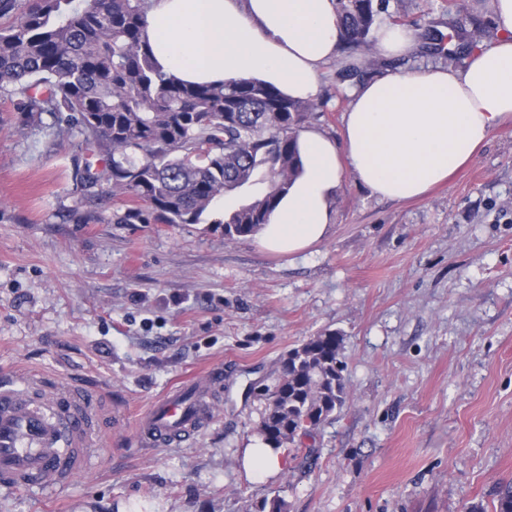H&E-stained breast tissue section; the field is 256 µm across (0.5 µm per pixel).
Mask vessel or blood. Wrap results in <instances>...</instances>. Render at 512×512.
Wrapping results in <instances>:
<instances>
[{
    "mask_svg": "<svg viewBox=\"0 0 512 512\" xmlns=\"http://www.w3.org/2000/svg\"><path fill=\"white\" fill-rule=\"evenodd\" d=\"M40 376L0 377V486L29 489L66 482L82 473L89 461L96 408L92 399L62 387L38 405L30 395L41 391ZM188 384L155 401L138 430L149 443L170 445L194 435L208 408Z\"/></svg>",
    "mask_w": 512,
    "mask_h": 512,
    "instance_id": "b4317fda",
    "label": "vessel or blood"
}]
</instances>
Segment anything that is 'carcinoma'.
Segmentation results:
<instances>
[{
	"mask_svg": "<svg viewBox=\"0 0 512 512\" xmlns=\"http://www.w3.org/2000/svg\"><path fill=\"white\" fill-rule=\"evenodd\" d=\"M149 0H0V98L27 124L44 114L57 135L74 132L90 156L81 181L131 202L117 223L198 224L231 194L217 223L229 239L268 223L302 171L298 132L319 105L249 78L190 85L154 66L145 37ZM341 49L377 64L374 32L407 24L402 0H336ZM343 337L322 333L293 348L265 392L258 427L274 449L296 445L343 409ZM494 512H512V483Z\"/></svg>",
	"mask_w": 512,
	"mask_h": 512,
	"instance_id": "1",
	"label": "carcinoma"
}]
</instances>
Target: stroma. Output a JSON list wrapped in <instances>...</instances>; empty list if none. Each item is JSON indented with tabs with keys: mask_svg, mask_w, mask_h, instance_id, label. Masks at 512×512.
Returning a JSON list of instances; mask_svg holds the SVG:
<instances>
[{
	"mask_svg": "<svg viewBox=\"0 0 512 512\" xmlns=\"http://www.w3.org/2000/svg\"><path fill=\"white\" fill-rule=\"evenodd\" d=\"M406 0L448 37L460 15L497 33L480 0ZM320 78L316 125L340 137L355 81ZM19 122L0 101V373L92 395L102 426L86 471L0 489V512H492L512 481V126L424 197L381 199L344 174L332 227L311 249L264 251L224 227L117 224L120 199L88 203L79 136ZM90 210L101 221L83 223ZM343 338L348 399L282 451L278 474L242 467L264 388L310 337ZM222 371L219 384L205 372ZM212 416L187 441L145 442L140 416L181 381Z\"/></svg>",
	"mask_w": 512,
	"mask_h": 512,
	"instance_id": "obj_1",
	"label": "stroma"
}]
</instances>
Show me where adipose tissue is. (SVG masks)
Instances as JSON below:
<instances>
[{"label": "adipose tissue", "instance_id": "obj_1", "mask_svg": "<svg viewBox=\"0 0 512 512\" xmlns=\"http://www.w3.org/2000/svg\"><path fill=\"white\" fill-rule=\"evenodd\" d=\"M498 37L472 46L463 69L410 68L356 84L340 138L315 127L297 138L303 171L255 235L295 254L321 242L344 173L373 195L409 200L449 180L490 135L512 123V0H492ZM335 0H151L146 37L160 70L186 83L254 78L294 99L319 92L340 55ZM388 57L418 49L409 25H381Z\"/></svg>", "mask_w": 512, "mask_h": 512}]
</instances>
